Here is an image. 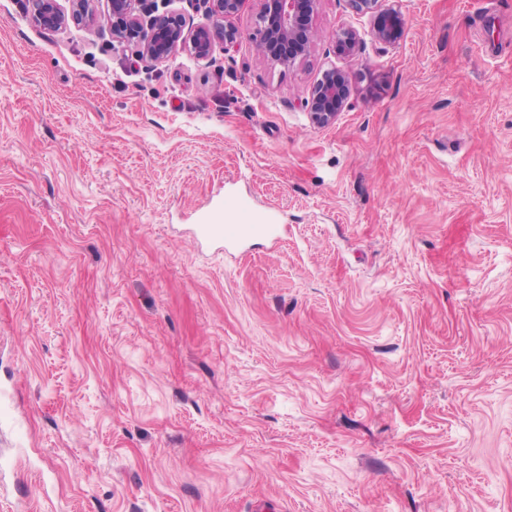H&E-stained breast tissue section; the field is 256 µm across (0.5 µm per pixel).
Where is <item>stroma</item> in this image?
Here are the masks:
<instances>
[{"mask_svg": "<svg viewBox=\"0 0 512 512\" xmlns=\"http://www.w3.org/2000/svg\"><path fill=\"white\" fill-rule=\"evenodd\" d=\"M395 5L288 70L0 0V512H512V0ZM358 12L373 17L371 36L379 43L393 45L401 37L405 18L400 9L378 10L379 0H351ZM362 42L360 33L350 27L342 28L334 38L335 52L342 57L353 56ZM350 96L348 81L344 72L331 68L321 78L305 101L310 124L326 127L336 122ZM198 233L201 238L222 244V250H234L245 240L257 235L271 234L274 224H199Z\"/></svg>", "mask_w": 512, "mask_h": 512, "instance_id": "1", "label": "stroma"}]
</instances>
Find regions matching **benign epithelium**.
Returning <instances> with one entry per match:
<instances>
[{"label": "benign epithelium", "instance_id": "obj_1", "mask_svg": "<svg viewBox=\"0 0 512 512\" xmlns=\"http://www.w3.org/2000/svg\"><path fill=\"white\" fill-rule=\"evenodd\" d=\"M27 0L33 23L43 30L58 31L69 23L90 26L100 12L110 18L112 39L134 43L136 57L154 64L168 61L177 51L186 50L199 60L211 56L216 43L228 47L237 42L239 33L229 25L238 14L243 0H203L204 19L187 31L181 13L169 10L162 14L146 0ZM254 30L250 38L257 54L273 66L293 69L308 55L317 39L312 19L320 0H259ZM358 12L373 17L371 36L378 42L393 45L401 37L405 18L400 9H378L379 0H352ZM362 42L360 33L342 28L334 38L335 52L342 57L354 55ZM350 96L344 72L331 68L321 78L305 101L310 124L326 127L336 122Z\"/></svg>", "mask_w": 512, "mask_h": 512}]
</instances>
